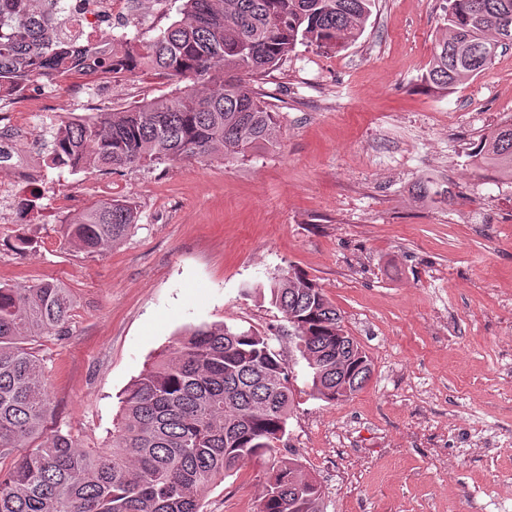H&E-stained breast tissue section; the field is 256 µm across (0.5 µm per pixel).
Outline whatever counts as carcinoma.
<instances>
[{
	"label": "carcinoma",
	"instance_id": "carcinoma-1",
	"mask_svg": "<svg viewBox=\"0 0 512 512\" xmlns=\"http://www.w3.org/2000/svg\"><path fill=\"white\" fill-rule=\"evenodd\" d=\"M61 0H0V86L73 74L115 79L152 68L191 85L125 112L67 123L53 136L55 167L114 170L158 160L224 159L277 141V114L255 88L299 44L342 46L365 31L375 0H185L183 17L153 41L112 37L72 44L61 30ZM512 25V0H449L446 33L422 76L445 93L488 69ZM476 166L512 180V122L490 130L472 153ZM417 196L438 202L448 188L420 182ZM133 206L100 202L64 225L89 252L122 240ZM270 301L296 344L320 354L314 393L340 400L336 356L357 389L371 360L350 348L340 313L322 288L296 270L271 279ZM66 290L41 281L0 286V459L31 439L41 443L0 476V512H200L208 488L245 463L272 455L287 434L294 400L291 368L251 328L224 322L186 329L169 354L128 388L106 448L69 434L44 435L50 411L32 338L61 329ZM321 488L296 458L265 473L257 512H321Z\"/></svg>",
	"mask_w": 512,
	"mask_h": 512
}]
</instances>
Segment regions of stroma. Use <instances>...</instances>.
<instances>
[{
    "label": "stroma",
    "mask_w": 512,
    "mask_h": 512,
    "mask_svg": "<svg viewBox=\"0 0 512 512\" xmlns=\"http://www.w3.org/2000/svg\"><path fill=\"white\" fill-rule=\"evenodd\" d=\"M182 7L138 0L112 33L151 40ZM447 7L378 0L356 41L297 46L259 82L278 141L246 159L44 167L38 218L0 224V285L53 281L71 299L61 331L34 341L46 433L108 446L130 384L186 327L222 321L265 334L292 367L277 455L320 484L322 512H512V182L471 159L512 119V47L448 94L427 89ZM177 87L141 71L101 108ZM422 181L447 186V202L417 198ZM112 198L138 212L121 242L91 253L66 237L76 214ZM291 268L315 279L371 360L349 400L313 393L291 327L258 291ZM268 466L217 481L202 512H256Z\"/></svg>",
    "instance_id": "stroma-1"
}]
</instances>
